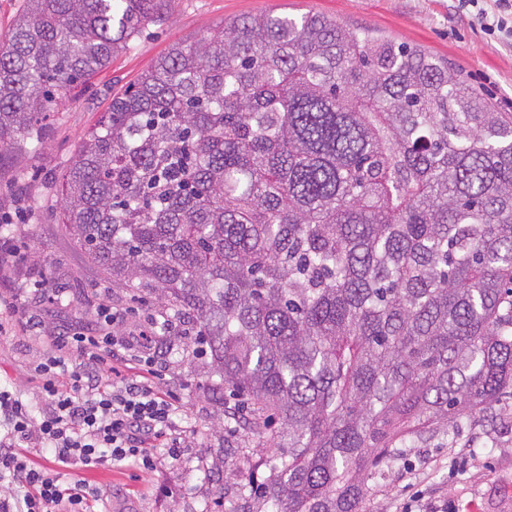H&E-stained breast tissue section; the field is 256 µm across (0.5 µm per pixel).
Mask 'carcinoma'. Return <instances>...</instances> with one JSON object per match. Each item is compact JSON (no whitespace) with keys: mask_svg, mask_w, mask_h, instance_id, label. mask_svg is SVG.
<instances>
[{"mask_svg":"<svg viewBox=\"0 0 512 512\" xmlns=\"http://www.w3.org/2000/svg\"><path fill=\"white\" fill-rule=\"evenodd\" d=\"M175 0H26L0 157ZM61 224L192 315L266 457L229 512H361L391 449L512 396V113L448 61L321 14L226 19L112 97Z\"/></svg>","mask_w":512,"mask_h":512,"instance_id":"cac0c4a2","label":"carcinoma"}]
</instances>
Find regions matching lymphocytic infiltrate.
<instances>
[{
  "instance_id": "obj_1",
  "label": "lymphocytic infiltrate",
  "mask_w": 512,
  "mask_h": 512,
  "mask_svg": "<svg viewBox=\"0 0 512 512\" xmlns=\"http://www.w3.org/2000/svg\"><path fill=\"white\" fill-rule=\"evenodd\" d=\"M120 323L101 306L90 325L55 338V351L32 367L39 413L0 385V481L11 486L0 496V512H91L98 489L80 479L62 482L60 468L109 461L149 472L158 450L178 455L177 396L160 390L153 356L159 334L173 322L155 318L148 329L126 335ZM61 372L68 375L62 383ZM25 446L50 449L55 468L34 463L22 454Z\"/></svg>"
}]
</instances>
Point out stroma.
<instances>
[{"label":"stroma","mask_w":512,"mask_h":512,"mask_svg":"<svg viewBox=\"0 0 512 512\" xmlns=\"http://www.w3.org/2000/svg\"><path fill=\"white\" fill-rule=\"evenodd\" d=\"M272 11L297 16L321 13L343 25L366 27L395 41L417 45L447 58L467 83L497 111L512 113V38L485 30L483 14L505 18L512 11L497 0H176L170 16L146 26L130 47L113 57L81 93H71L55 114L40 153L18 150L0 160V214L23 209L14 219L20 260L0 298L13 301L36 329H9L0 335V383L40 405V390L29 378L33 361L54 348L53 339L85 327L103 303L125 311L126 330L147 324L160 311L156 299L134 301L133 292L101 276L74 248L60 222L55 178L71 164L81 136L105 111L114 94L148 71L168 48L206 32L227 18ZM182 328L159 343L161 389L177 391L175 422L187 433L178 459L160 455L154 471L104 464L61 469L99 487L104 512H229L234 501L236 457L231 446L242 429L224 419L232 395L215 398L204 386L213 379L208 355L197 352L188 329L195 319L180 313ZM247 441V440H244ZM246 455L262 453L247 441ZM435 501L447 512H512V405L464 416L439 426L433 436L400 449L379 478L368 502L370 512H403L415 500Z\"/></svg>","instance_id":"stroma-1"}]
</instances>
